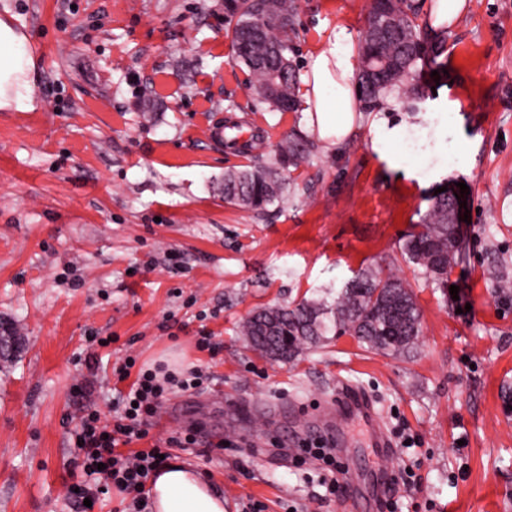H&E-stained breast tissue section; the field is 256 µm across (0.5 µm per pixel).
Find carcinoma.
Returning <instances> with one entry per match:
<instances>
[{
	"label": "carcinoma",
	"instance_id": "cac0c4a2",
	"mask_svg": "<svg viewBox=\"0 0 512 512\" xmlns=\"http://www.w3.org/2000/svg\"><path fill=\"white\" fill-rule=\"evenodd\" d=\"M297 10V0H224L225 31L235 59L249 72L253 98L271 112H294L298 107L288 40ZM419 10L415 2L402 8L392 0H373L360 44L367 67L356 76L364 110L380 107L394 93L419 96L418 65L442 48L416 23ZM312 148L308 139L293 133L279 145L277 166L225 172L224 202L254 211L282 202L288 187L279 169L298 165ZM454 211L453 200L440 195L402 245L405 258L438 285L444 283L455 240ZM420 329L411 288L392 274L369 270L347 281L331 305L306 300L252 312L241 325V335L260 355L290 362L330 333L349 334L371 348L403 355L416 345Z\"/></svg>",
	"mask_w": 512,
	"mask_h": 512
}]
</instances>
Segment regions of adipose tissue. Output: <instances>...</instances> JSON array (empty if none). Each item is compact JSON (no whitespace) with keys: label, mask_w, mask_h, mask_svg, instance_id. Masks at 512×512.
<instances>
[{"label":"adipose tissue","mask_w":512,"mask_h":512,"mask_svg":"<svg viewBox=\"0 0 512 512\" xmlns=\"http://www.w3.org/2000/svg\"><path fill=\"white\" fill-rule=\"evenodd\" d=\"M28 64L22 37L0 21V108L30 109L26 87L18 81ZM354 70V39L339 25L325 46L310 55L302 76L307 124L334 147L353 129ZM149 497L154 512H224L223 495L196 469L179 461L157 471L149 482Z\"/></svg>","instance_id":"1"}]
</instances>
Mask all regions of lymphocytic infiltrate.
<instances>
[{
    "mask_svg": "<svg viewBox=\"0 0 512 512\" xmlns=\"http://www.w3.org/2000/svg\"><path fill=\"white\" fill-rule=\"evenodd\" d=\"M134 359H126L115 367L121 381H129L127 392L112 401V416L102 419L97 411H87L73 434L72 467L80 474L75 485V502H99L110 498L112 491L128 495L121 512H146V483L163 467V457L174 448L194 445V432L156 442L152 447L136 452L134 457L121 449L147 435V428L173 389L187 390L192 382L175 374L157 375L155 371L140 372L131 377Z\"/></svg>",
    "mask_w": 512,
    "mask_h": 512,
    "instance_id": "f902f5d3",
    "label": "lymphocytic infiltrate"
}]
</instances>
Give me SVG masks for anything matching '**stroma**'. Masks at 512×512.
Here are the masks:
<instances>
[{"label": "stroma", "instance_id": "1", "mask_svg": "<svg viewBox=\"0 0 512 512\" xmlns=\"http://www.w3.org/2000/svg\"><path fill=\"white\" fill-rule=\"evenodd\" d=\"M370 3L297 0V73L336 25L361 37ZM0 20L27 40L34 103L0 109V322L21 339L0 361V512H77L71 432L86 407L109 414L129 356L200 372L150 434L195 430L173 458L207 477L224 512H512V300L491 275L512 277V0H468L446 32L428 29L443 49L421 68V101L358 112L338 148L303 111L256 105L224 0H0ZM214 119L262 136L267 161L290 132L313 142L284 173L286 204H225V171L254 159L206 137ZM464 185L468 218L439 288L400 245L437 188ZM368 268L414 293L410 353L331 336L284 364L241 335L252 310L333 303ZM202 327L218 354L199 349ZM91 329L111 344L90 343ZM343 381L373 400L392 452L352 417L336 432L339 473L296 463L290 440H314V412Z\"/></svg>", "mask_w": 512, "mask_h": 512}]
</instances>
